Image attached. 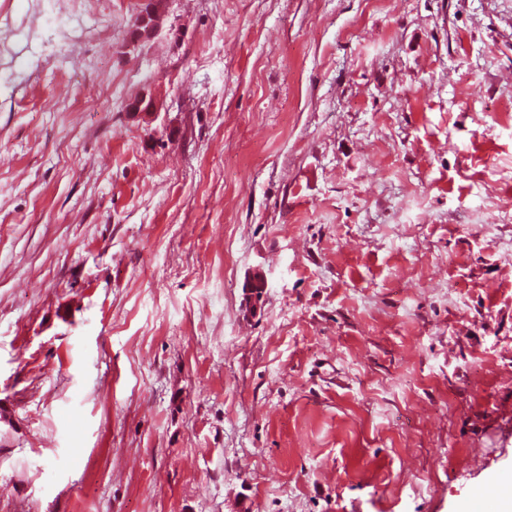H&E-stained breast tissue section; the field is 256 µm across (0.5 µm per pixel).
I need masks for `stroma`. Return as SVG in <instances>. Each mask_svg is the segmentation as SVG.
Segmentation results:
<instances>
[{"mask_svg":"<svg viewBox=\"0 0 512 512\" xmlns=\"http://www.w3.org/2000/svg\"><path fill=\"white\" fill-rule=\"evenodd\" d=\"M139 8L0 0V512H460L512 470V0ZM162 3L148 0L137 14L136 26L131 29L130 38L144 42L153 38L160 30Z\"/></svg>","mask_w":512,"mask_h":512,"instance_id":"obj_1","label":"stroma"}]
</instances>
